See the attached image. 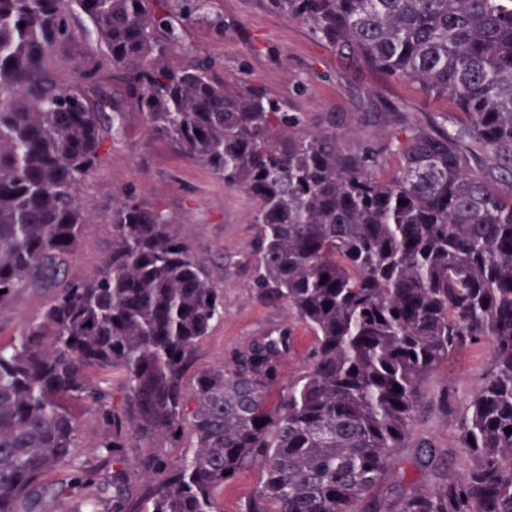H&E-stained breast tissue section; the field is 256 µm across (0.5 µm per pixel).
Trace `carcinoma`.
I'll return each mask as SVG.
<instances>
[{
    "mask_svg": "<svg viewBox=\"0 0 512 512\" xmlns=\"http://www.w3.org/2000/svg\"><path fill=\"white\" fill-rule=\"evenodd\" d=\"M215 2L0 0V310L26 288L45 295L0 340V512H135L133 457L145 512H219L215 491L255 460L244 512H386L373 491L407 447L423 383L484 344L483 381L457 412L462 478L397 486L396 512H512V0H267L340 56L456 104L460 122L391 134L390 176L382 151L340 141L336 113L315 129L193 55V24L224 29ZM78 16L99 53L85 84L64 86L50 59ZM127 104L255 202L249 288L314 337L274 402L291 324L186 386L224 293L141 192L112 197L96 271L65 278L89 216L80 187ZM69 400L103 429L90 449ZM187 431L193 450L171 458ZM412 464L438 467L433 446Z\"/></svg>",
    "mask_w": 512,
    "mask_h": 512,
    "instance_id": "carcinoma-1",
    "label": "carcinoma"
}]
</instances>
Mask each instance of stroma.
<instances>
[{
  "label": "stroma",
  "mask_w": 512,
  "mask_h": 512,
  "mask_svg": "<svg viewBox=\"0 0 512 512\" xmlns=\"http://www.w3.org/2000/svg\"><path fill=\"white\" fill-rule=\"evenodd\" d=\"M224 32L216 34L207 23L194 25L187 37L198 56L224 62L228 78L248 76L292 109L307 113L320 124L325 113L338 117L336 133L351 147L383 145L400 120L426 124L453 123L459 118L453 102L426 97L417 85L388 80L368 68L350 63L316 42L304 23L271 11L267 0H218ZM73 42L56 53V79L70 85L82 80L85 61L93 46L81 34V19H74ZM123 133L80 193L92 207L83 228L77 257L69 276L92 274L109 252L108 226L112 198L135 188L161 203L189 235L193 251L208 259L216 284L224 290V318L195 349L194 369L219 368L252 337L284 324L288 310L257 301L251 294L249 243L254 227L249 216L253 199L241 189H226L208 169L177 153L161 139L149 138L141 112L127 109ZM485 371L480 350L451 357L429 377L422 391V408L412 424L414 438L434 443L448 461L449 477H458L463 454L453 416L442 413L438 402L451 392L457 403L466 402L478 389ZM261 477L260 463L243 469L216 494L221 512H243V505Z\"/></svg>",
  "instance_id": "1"
}]
</instances>
